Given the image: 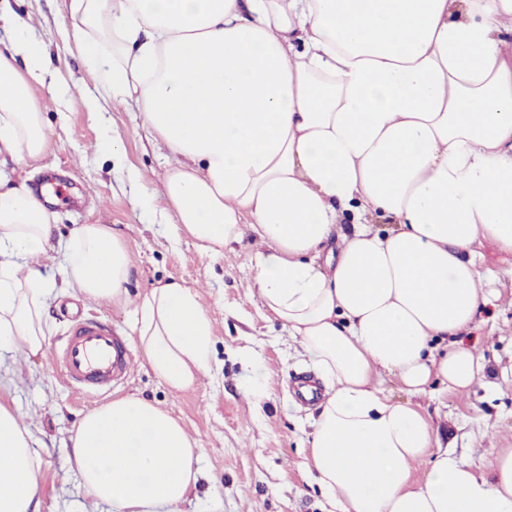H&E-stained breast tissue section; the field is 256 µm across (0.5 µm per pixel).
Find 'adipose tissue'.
I'll return each mask as SVG.
<instances>
[{
  "label": "adipose tissue",
  "mask_w": 512,
  "mask_h": 512,
  "mask_svg": "<svg viewBox=\"0 0 512 512\" xmlns=\"http://www.w3.org/2000/svg\"><path fill=\"white\" fill-rule=\"evenodd\" d=\"M68 14L98 103L136 106L168 151L144 205L214 254L257 234L248 288L326 384L308 445L333 512H512V449L486 475L431 456L425 416L378 390L386 373L457 392L485 372L463 338L491 302L477 244L512 254V0H70ZM0 24V154L34 162L48 148L35 92L58 72L25 21ZM348 215L355 232L335 237ZM54 219L0 175V350H43ZM62 270L75 293L123 308L171 390L210 369L197 289L130 295L109 225L75 227ZM72 442L110 512H177L198 478L181 422L134 394L87 413ZM38 471L0 404V512H37Z\"/></svg>",
  "instance_id": "adipose-tissue-1"
}]
</instances>
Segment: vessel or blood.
<instances>
[{
    "label": "vessel or blood",
    "instance_id": "1",
    "mask_svg": "<svg viewBox=\"0 0 512 512\" xmlns=\"http://www.w3.org/2000/svg\"><path fill=\"white\" fill-rule=\"evenodd\" d=\"M57 363L68 384L96 390L111 387L128 373L131 356L106 325L83 319L71 328Z\"/></svg>",
    "mask_w": 512,
    "mask_h": 512
}]
</instances>
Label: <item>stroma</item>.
Segmentation results:
<instances>
[{"label":"stroma","mask_w":512,"mask_h":512,"mask_svg":"<svg viewBox=\"0 0 512 512\" xmlns=\"http://www.w3.org/2000/svg\"><path fill=\"white\" fill-rule=\"evenodd\" d=\"M8 6L46 44L52 67L69 88L62 99L44 90L38 94L49 138L43 156L26 165L0 164V172L29 178L33 189L60 185L68 194L47 205L58 230L40 259L56 285L44 350L30 359L0 351V402L24 416L39 456L40 512H109L84 487L70 438L84 414L128 394L179 418L197 444L200 475L178 512H327L308 460L317 408L300 404L293 389L296 378L311 376V366L247 289L260 247L257 236L246 233L220 255L205 253L189 240H176L173 225L135 206V174L145 175L146 190L161 184L164 145L143 127L135 107H92L95 89L59 0H8ZM109 132L122 140V161H109L98 148ZM80 224H109L122 233L133 265L130 294L171 280L199 290L213 326L214 360L193 388L170 390L153 374L123 312L66 287L60 274L63 245ZM479 253V267L489 274L485 288L499 295L477 321L488 365L485 379L467 392L437 399L408 393L391 376L382 390L390 400L420 410L441 444L486 473L501 449L512 448V386L493 385L496 375L512 366V255L488 242ZM79 316L108 325L131 354L129 373L108 394L73 388L55 363V352Z\"/></svg>","instance_id":"stroma-1"}]
</instances>
